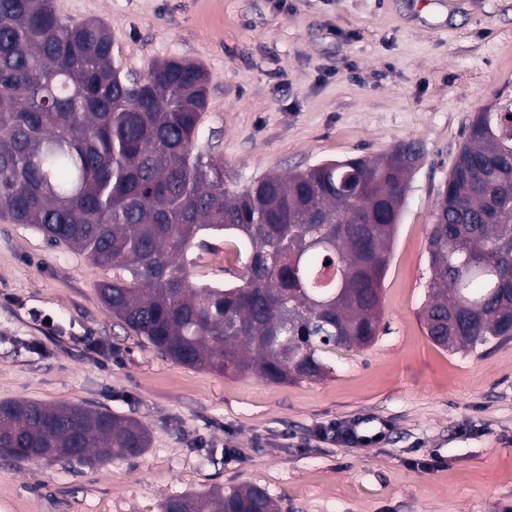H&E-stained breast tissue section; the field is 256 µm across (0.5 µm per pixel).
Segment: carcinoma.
Returning <instances> with one entry per match:
<instances>
[{
	"label": "carcinoma",
	"mask_w": 512,
	"mask_h": 512,
	"mask_svg": "<svg viewBox=\"0 0 512 512\" xmlns=\"http://www.w3.org/2000/svg\"><path fill=\"white\" fill-rule=\"evenodd\" d=\"M112 46L107 25L61 15L54 0H0V217L112 266L103 303L178 363L296 384L324 378L328 356L372 345L419 145L267 173L236 192L224 160L197 149L208 72L168 59L123 76ZM209 237L224 238L236 280L198 273ZM428 257L432 343L486 355L512 341V109L471 121ZM150 441L139 421L105 409L0 402V445L16 459L77 448L94 464ZM161 512L276 509L243 485L172 497Z\"/></svg>",
	"instance_id": "carcinoma-1"
}]
</instances>
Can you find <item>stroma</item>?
Returning a JSON list of instances; mask_svg holds the SVG:
<instances>
[{
	"label": "stroma",
	"mask_w": 512,
	"mask_h": 512,
	"mask_svg": "<svg viewBox=\"0 0 512 512\" xmlns=\"http://www.w3.org/2000/svg\"><path fill=\"white\" fill-rule=\"evenodd\" d=\"M114 37L124 72L210 75L197 146L242 189L268 172L421 142L381 284L379 335L316 382L272 384L174 362L103 304L111 268L0 218V402L103 408L151 433L134 458L0 455L9 512H160L255 484L280 512H512V342L439 351L419 316L439 191L475 112L512 103V0H55ZM336 421L382 433L315 440ZM439 460V468L424 469Z\"/></svg>",
	"instance_id": "obj_1"
}]
</instances>
